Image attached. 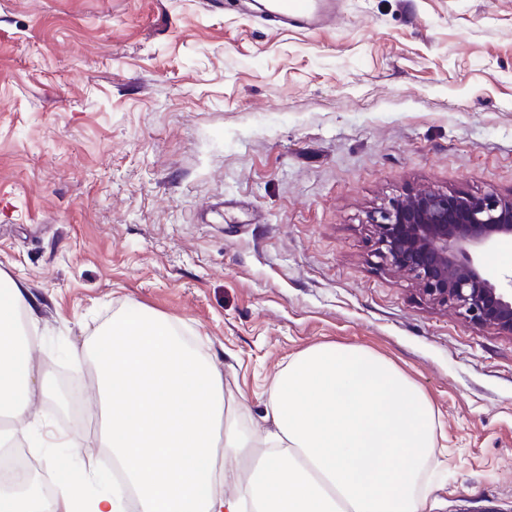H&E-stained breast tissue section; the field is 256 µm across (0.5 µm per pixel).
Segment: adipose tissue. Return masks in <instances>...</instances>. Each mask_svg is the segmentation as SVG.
Listing matches in <instances>:
<instances>
[{
    "mask_svg": "<svg viewBox=\"0 0 512 512\" xmlns=\"http://www.w3.org/2000/svg\"><path fill=\"white\" fill-rule=\"evenodd\" d=\"M41 301L0 274V446L29 439L37 403L58 400L32 365ZM75 374L96 375L107 416L100 445L122 469L90 512H425L421 482L437 453L424 393L375 353L321 343L272 378L255 435L246 398L181 336L144 311L113 317ZM79 482L59 472L54 494L31 476L0 478V512H78Z\"/></svg>",
    "mask_w": 512,
    "mask_h": 512,
    "instance_id": "ef3b65f1",
    "label": "adipose tissue"
}]
</instances>
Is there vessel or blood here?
I'll return each mask as SVG.
<instances>
[{"label": "vessel or blood", "mask_w": 512, "mask_h": 512, "mask_svg": "<svg viewBox=\"0 0 512 512\" xmlns=\"http://www.w3.org/2000/svg\"><path fill=\"white\" fill-rule=\"evenodd\" d=\"M238 11L280 27L318 28L335 22V0H237Z\"/></svg>", "instance_id": "b4317fda"}]
</instances>
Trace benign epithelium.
Returning <instances> with one entry per match:
<instances>
[{
  "label": "benign epithelium",
  "mask_w": 512,
  "mask_h": 512,
  "mask_svg": "<svg viewBox=\"0 0 512 512\" xmlns=\"http://www.w3.org/2000/svg\"><path fill=\"white\" fill-rule=\"evenodd\" d=\"M375 255L433 305L512 336V275L493 279L481 256L512 238V196H472L419 187L370 218Z\"/></svg>",
  "instance_id": "benign-epithelium-1"
}]
</instances>
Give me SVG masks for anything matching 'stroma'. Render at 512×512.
<instances>
[{
	"label": "stroma",
	"mask_w": 512,
	"mask_h": 512,
	"mask_svg": "<svg viewBox=\"0 0 512 512\" xmlns=\"http://www.w3.org/2000/svg\"><path fill=\"white\" fill-rule=\"evenodd\" d=\"M270 27L235 0H0V273L35 287L39 375L113 316L181 323L248 399L366 347L442 449L428 512H512V336L380 264L371 213L419 186L512 196V0H339ZM41 419L95 454L98 421Z\"/></svg>",
	"instance_id": "35a3bbf8"
}]
</instances>
